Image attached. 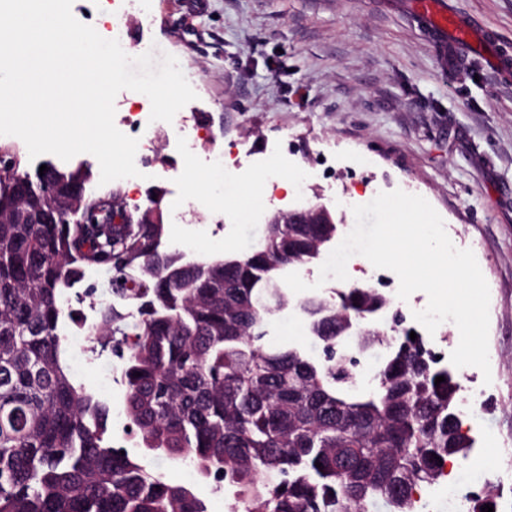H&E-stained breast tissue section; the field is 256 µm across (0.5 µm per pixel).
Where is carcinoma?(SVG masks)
Returning <instances> with one entry per match:
<instances>
[{"instance_id": "cac0c4a2", "label": "carcinoma", "mask_w": 512, "mask_h": 512, "mask_svg": "<svg viewBox=\"0 0 512 512\" xmlns=\"http://www.w3.org/2000/svg\"><path fill=\"white\" fill-rule=\"evenodd\" d=\"M44 165L0 144V512H209L112 447L110 404L67 366L82 317L69 291L89 269L112 276L91 335L134 337L120 371L136 446L232 488L244 512H415L440 461L469 457L458 372L419 344L385 354L375 388H357L337 316L367 311L376 290L297 299L279 276L313 264L336 225L266 224L248 251L192 266L118 186L65 211L47 187L86 188L92 171ZM288 309L303 311L320 355L268 343Z\"/></svg>"}]
</instances>
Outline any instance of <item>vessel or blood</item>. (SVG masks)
<instances>
[{
    "label": "vessel or blood",
    "mask_w": 512,
    "mask_h": 512,
    "mask_svg": "<svg viewBox=\"0 0 512 512\" xmlns=\"http://www.w3.org/2000/svg\"><path fill=\"white\" fill-rule=\"evenodd\" d=\"M416 13L436 35L441 57L492 44L491 36L482 30L479 22L455 15L446 0H416Z\"/></svg>",
    "instance_id": "1"
}]
</instances>
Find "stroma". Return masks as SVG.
I'll return each instance as SVG.
<instances>
[{"mask_svg":"<svg viewBox=\"0 0 512 512\" xmlns=\"http://www.w3.org/2000/svg\"><path fill=\"white\" fill-rule=\"evenodd\" d=\"M128 18L135 54H171L196 74L187 112L205 116L217 140L237 145L243 159L285 144L291 161L336 156V193L360 203L374 185L391 192L411 183L442 217L451 237L483 241L478 261L490 290L489 346L497 354L491 385L478 368H460L464 390L488 398L470 421L487 437V452L512 448V82H500L483 57L442 65L409 0H146ZM493 33L496 50L512 58V0H448ZM227 195L226 224H172L169 239L190 255L246 250L274 211L299 207L294 196L270 202L258 180L238 184L211 173ZM70 339L76 379L112 405V427L124 424L123 388L100 371L107 349ZM149 468L190 487L210 512H228L232 490L213 491L193 467L148 458ZM462 493L493 481L512 498L503 470L475 459L451 466Z\"/></svg>","mask_w":512,"mask_h":512,"instance_id":"35a3bbf8","label":"stroma"}]
</instances>
